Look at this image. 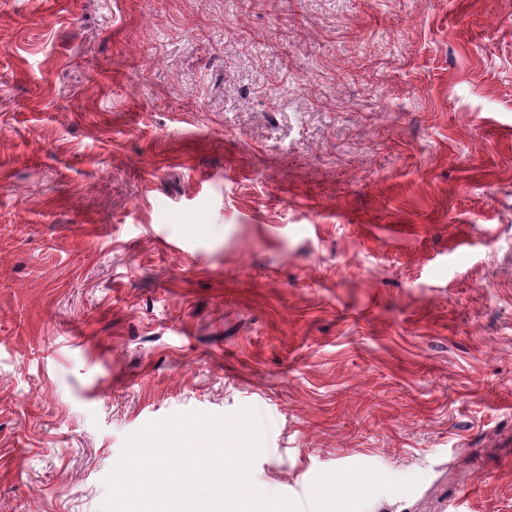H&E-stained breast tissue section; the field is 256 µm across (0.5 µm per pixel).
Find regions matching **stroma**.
<instances>
[{"label": "stroma", "instance_id": "1", "mask_svg": "<svg viewBox=\"0 0 512 512\" xmlns=\"http://www.w3.org/2000/svg\"><path fill=\"white\" fill-rule=\"evenodd\" d=\"M245 406L266 493L512 512V0H0V512Z\"/></svg>", "mask_w": 512, "mask_h": 512}]
</instances>
